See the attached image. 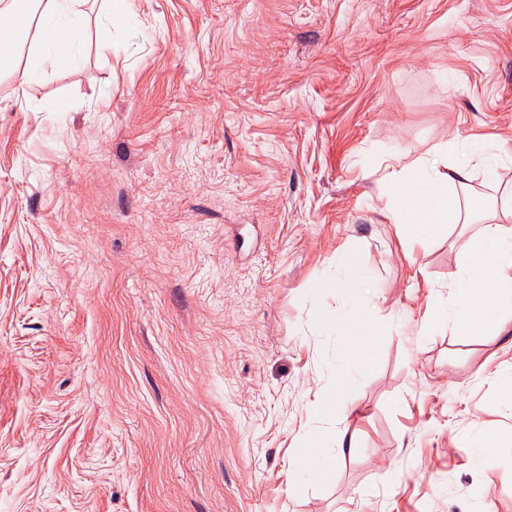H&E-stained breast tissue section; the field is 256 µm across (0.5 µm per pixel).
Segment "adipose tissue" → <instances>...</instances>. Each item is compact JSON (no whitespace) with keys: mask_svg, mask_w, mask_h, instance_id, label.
<instances>
[{"mask_svg":"<svg viewBox=\"0 0 512 512\" xmlns=\"http://www.w3.org/2000/svg\"><path fill=\"white\" fill-rule=\"evenodd\" d=\"M88 0H9L0 8V78L27 94L60 65L78 61ZM495 144L470 139L466 154L455 143L426 157L390 165L380 193L385 215L410 244L451 238L460 264L448 275L455 292L441 317L461 337L498 336L512 326V185L497 173ZM501 189L500 201L481 205L468 191L477 174ZM477 225L472 234L455 233Z\"/></svg>","mask_w":512,"mask_h":512,"instance_id":"ef3b65f1","label":"adipose tissue"}]
</instances>
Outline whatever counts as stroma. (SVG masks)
<instances>
[{
	"label": "stroma",
	"mask_w": 512,
	"mask_h": 512,
	"mask_svg": "<svg viewBox=\"0 0 512 512\" xmlns=\"http://www.w3.org/2000/svg\"><path fill=\"white\" fill-rule=\"evenodd\" d=\"M111 39L0 80V512H512V446H464L512 434V332L436 327L457 251L378 200L384 152L512 145V0H135ZM344 253L369 293L320 289ZM316 427L354 447L292 481ZM349 347L345 354L336 359V375L352 382L367 370L374 358V347L368 336H348Z\"/></svg>",
	"instance_id": "35a3bbf8"
}]
</instances>
